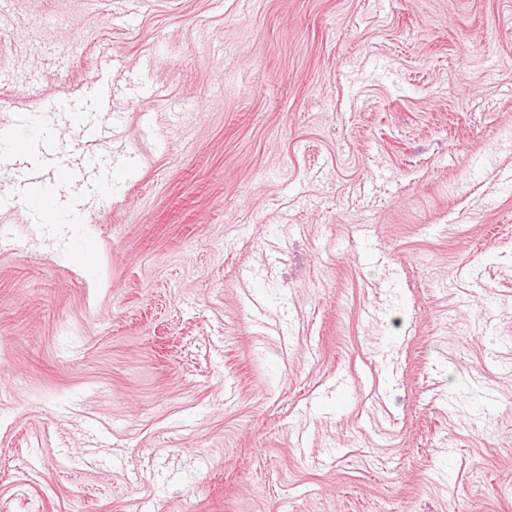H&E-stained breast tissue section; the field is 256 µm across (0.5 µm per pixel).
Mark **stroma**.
Segmentation results:
<instances>
[{
    "label": "stroma",
    "mask_w": 512,
    "mask_h": 512,
    "mask_svg": "<svg viewBox=\"0 0 512 512\" xmlns=\"http://www.w3.org/2000/svg\"><path fill=\"white\" fill-rule=\"evenodd\" d=\"M17 111L0 512H512V0H0ZM68 110L71 112L73 121L82 127L87 138L98 139L105 135L106 129L104 127L91 123L88 120L86 112H92L88 107L80 104H70ZM0 140L8 147V152L13 157H24L33 150L54 154L60 158L56 144L38 128V124L27 113L20 112L16 115L15 122L10 127L1 128ZM23 201L33 211L41 224H57L65 212L74 213L76 207L65 208L58 201L53 189L41 181L25 182Z\"/></svg>",
    "instance_id": "obj_1"
}]
</instances>
